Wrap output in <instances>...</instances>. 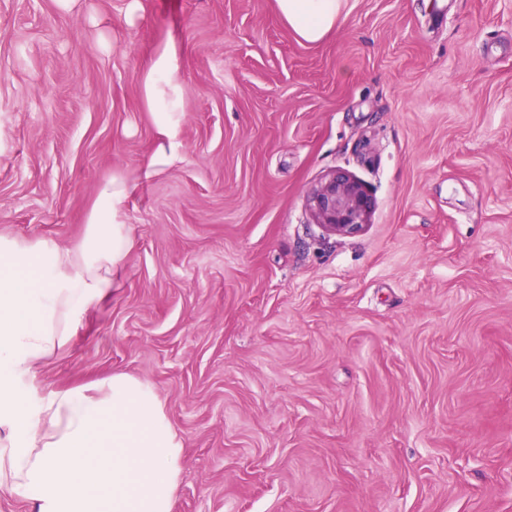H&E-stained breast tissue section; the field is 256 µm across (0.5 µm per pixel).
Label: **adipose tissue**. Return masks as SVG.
I'll use <instances>...</instances> for the list:
<instances>
[{"label": "adipose tissue", "mask_w": 512, "mask_h": 512, "mask_svg": "<svg viewBox=\"0 0 512 512\" xmlns=\"http://www.w3.org/2000/svg\"><path fill=\"white\" fill-rule=\"evenodd\" d=\"M342 2L277 0V9L303 41L317 43L335 28ZM179 53L166 40L140 79L152 154L98 186L82 236L61 246L0 234V494L22 495L34 512H174L185 443L149 383L115 373L37 396L27 382L118 287L136 241L124 221L128 203L181 158Z\"/></svg>", "instance_id": "obj_1"}]
</instances>
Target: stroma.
Returning a JSON list of instances; mask_svg holds the SVG:
<instances>
[{
  "label": "stroma",
  "instance_id": "obj_1",
  "mask_svg": "<svg viewBox=\"0 0 512 512\" xmlns=\"http://www.w3.org/2000/svg\"><path fill=\"white\" fill-rule=\"evenodd\" d=\"M141 2L0 0L2 234L80 237L180 46L182 158L32 386L149 382L175 512H512V0H344L315 45L276 0ZM339 167L376 203L355 237L307 207Z\"/></svg>",
  "mask_w": 512,
  "mask_h": 512
}]
</instances>
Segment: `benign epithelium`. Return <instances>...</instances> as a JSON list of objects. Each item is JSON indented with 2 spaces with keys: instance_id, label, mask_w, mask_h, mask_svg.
I'll return each instance as SVG.
<instances>
[{
  "instance_id": "1",
  "label": "benign epithelium",
  "mask_w": 512,
  "mask_h": 512,
  "mask_svg": "<svg viewBox=\"0 0 512 512\" xmlns=\"http://www.w3.org/2000/svg\"><path fill=\"white\" fill-rule=\"evenodd\" d=\"M308 207L314 223L326 232L354 237L371 223L375 204L362 180L338 168L310 190Z\"/></svg>"
}]
</instances>
